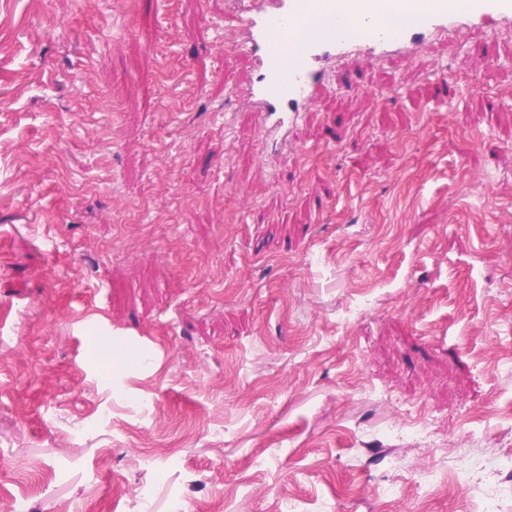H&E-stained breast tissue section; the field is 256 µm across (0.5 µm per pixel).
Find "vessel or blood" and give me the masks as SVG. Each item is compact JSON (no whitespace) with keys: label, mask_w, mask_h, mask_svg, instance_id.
I'll return each instance as SVG.
<instances>
[{"label":"vessel or blood","mask_w":512,"mask_h":512,"mask_svg":"<svg viewBox=\"0 0 512 512\" xmlns=\"http://www.w3.org/2000/svg\"><path fill=\"white\" fill-rule=\"evenodd\" d=\"M397 25L370 14V0H242L238 47L256 62L246 96L263 127L297 122L324 84L328 61L350 66L358 59L408 53L419 41L471 30L512 32V0H388ZM324 15L316 37L296 54L288 39L310 12Z\"/></svg>","instance_id":"vessel-or-blood-1"}]
</instances>
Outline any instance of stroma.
<instances>
[{"mask_svg": "<svg viewBox=\"0 0 512 512\" xmlns=\"http://www.w3.org/2000/svg\"><path fill=\"white\" fill-rule=\"evenodd\" d=\"M239 13L0 0V512H512V33L328 68L281 153Z\"/></svg>", "mask_w": 512, "mask_h": 512, "instance_id": "35a3bbf8", "label": "stroma"}]
</instances>
